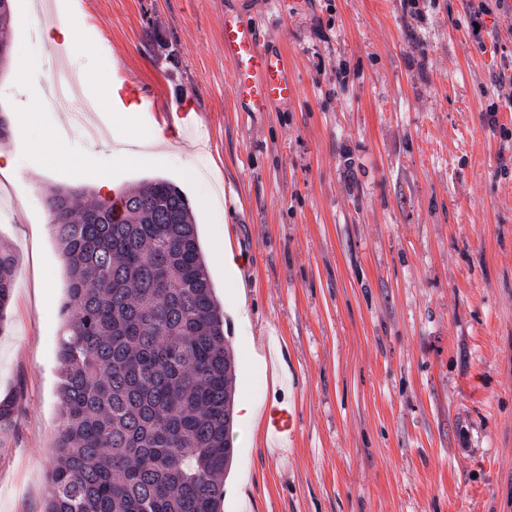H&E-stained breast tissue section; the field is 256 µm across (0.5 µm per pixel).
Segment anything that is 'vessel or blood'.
<instances>
[{
  "label": "vessel or blood",
  "instance_id": "b4317fda",
  "mask_svg": "<svg viewBox=\"0 0 512 512\" xmlns=\"http://www.w3.org/2000/svg\"><path fill=\"white\" fill-rule=\"evenodd\" d=\"M224 55L234 64L238 111L270 112L296 97L287 55L265 41L256 20L241 10L224 12Z\"/></svg>",
  "mask_w": 512,
  "mask_h": 512
}]
</instances>
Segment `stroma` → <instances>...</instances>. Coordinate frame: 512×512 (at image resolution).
I'll return each mask as SVG.
<instances>
[{
  "label": "stroma",
  "instance_id": "obj_1",
  "mask_svg": "<svg viewBox=\"0 0 512 512\" xmlns=\"http://www.w3.org/2000/svg\"><path fill=\"white\" fill-rule=\"evenodd\" d=\"M225 0H12V48L79 70L123 69L154 109L137 116L150 167L115 163L45 69L28 113L0 71V242L18 270L0 330V512H44L58 416L66 270L49 223L57 189L178 185L212 259L228 234L249 327L225 319L235 395L288 407L291 435L234 421L223 512H512V11L465 26L470 0H263V34L287 52L288 106L235 107ZM64 10L96 54L44 37ZM347 68L346 85L336 71ZM175 133L148 140L182 99ZM65 132L77 162L53 160ZM254 349L260 363L247 359Z\"/></svg>",
  "mask_w": 512,
  "mask_h": 512
}]
</instances>
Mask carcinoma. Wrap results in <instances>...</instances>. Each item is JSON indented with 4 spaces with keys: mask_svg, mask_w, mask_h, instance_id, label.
<instances>
[{
    "mask_svg": "<svg viewBox=\"0 0 512 512\" xmlns=\"http://www.w3.org/2000/svg\"><path fill=\"white\" fill-rule=\"evenodd\" d=\"M48 199L68 279L45 512H222L234 359L189 202L151 179ZM17 257L0 243V328ZM17 400L0 398V430Z\"/></svg>",
    "mask_w": 512,
    "mask_h": 512,
    "instance_id": "1",
    "label": "carcinoma"
}]
</instances>
